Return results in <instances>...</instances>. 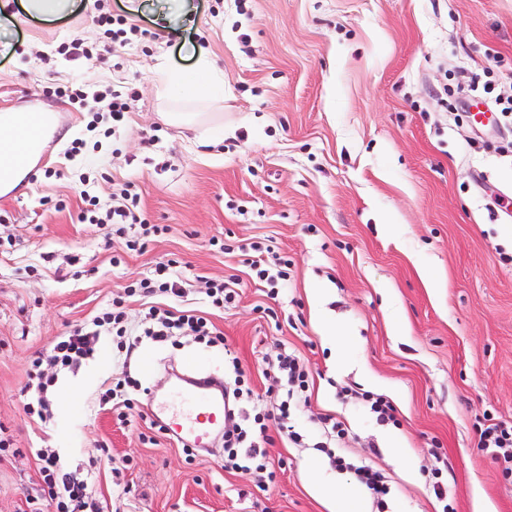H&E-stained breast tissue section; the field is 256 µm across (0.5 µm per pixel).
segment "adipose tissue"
<instances>
[{
  "label": "adipose tissue",
  "instance_id": "1",
  "mask_svg": "<svg viewBox=\"0 0 512 512\" xmlns=\"http://www.w3.org/2000/svg\"><path fill=\"white\" fill-rule=\"evenodd\" d=\"M195 62L189 69L173 71L160 69L156 82L161 91L178 86L188 99L213 103L224 96V78L214 66L208 50L197 47ZM39 123L38 134H30L31 123ZM58 128L52 112L32 109L0 113V196L19 187L36 169L43 150Z\"/></svg>",
  "mask_w": 512,
  "mask_h": 512
}]
</instances>
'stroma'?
Masks as SVG:
<instances>
[{
  "instance_id": "stroma-1",
  "label": "stroma",
  "mask_w": 512,
  "mask_h": 512,
  "mask_svg": "<svg viewBox=\"0 0 512 512\" xmlns=\"http://www.w3.org/2000/svg\"><path fill=\"white\" fill-rule=\"evenodd\" d=\"M189 2L188 22L173 26L156 7L129 12L127 0H77L59 21L10 0L0 112H55L60 136L25 185L0 196V512H54L43 449L91 484L99 512H328L308 474L339 496L358 482L315 449L324 416L348 429L340 454L387 480L386 509L370 496L366 512H475L478 495L512 512V464L476 446L489 418L512 422V115L496 99L512 87V0ZM102 13L139 35L113 39ZM77 37L102 60L73 53ZM199 45L224 73L214 147L197 144L206 129L163 119L155 84L160 67H190ZM477 83L492 87L487 126L465 108ZM60 86L134 96L107 135L90 132ZM127 183L160 227L136 250L112 224L78 220L82 190L105 210ZM255 244L287 259L286 282L256 280ZM167 260L181 296L125 295ZM214 279L235 290L220 309L206 296ZM117 296L124 337L93 325ZM152 305L196 311L221 341L144 336ZM326 325L338 349L323 343ZM76 328L95 332L92 354L52 369L47 417L27 412L32 360ZM284 352L300 358L309 387L291 401L302 444L269 431L274 479L225 469L218 441L187 457L152 427V407L182 374L230 387L243 372L241 411L277 413L269 366ZM127 376L141 412L131 424L101 400ZM347 386L386 397L397 424L340 396Z\"/></svg>"
}]
</instances>
